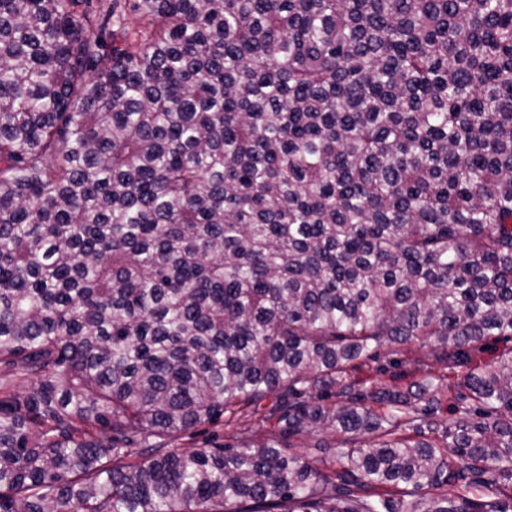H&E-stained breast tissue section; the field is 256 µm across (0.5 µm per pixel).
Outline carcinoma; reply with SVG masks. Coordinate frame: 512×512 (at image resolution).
Instances as JSON below:
<instances>
[{
	"instance_id": "carcinoma-1",
	"label": "carcinoma",
	"mask_w": 512,
	"mask_h": 512,
	"mask_svg": "<svg viewBox=\"0 0 512 512\" xmlns=\"http://www.w3.org/2000/svg\"><path fill=\"white\" fill-rule=\"evenodd\" d=\"M285 506L512 512V0H0V512ZM416 353L417 348H413L411 346L402 350L398 354H393L392 350H384L378 363L372 364L385 368L380 374L374 373L376 382L383 385H404L410 382L413 379V375L411 373L413 365L406 362L405 359L414 357ZM231 417L227 414L217 425L205 424L191 429L175 442L177 448H214L224 444L247 442L254 446L282 441L275 421L267 424L259 422L260 417L252 412V407L241 405ZM334 438L326 433H307L293 444L296 448H283L287 453L298 454L314 466L331 467L330 461L334 458V449L325 448L333 443Z\"/></svg>"
}]
</instances>
